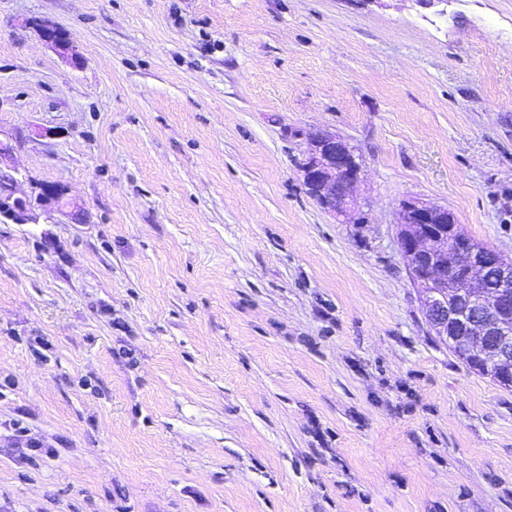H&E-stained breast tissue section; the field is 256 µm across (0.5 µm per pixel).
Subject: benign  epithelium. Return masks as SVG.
Wrapping results in <instances>:
<instances>
[{
	"label": "benign epithelium",
	"mask_w": 512,
	"mask_h": 512,
	"mask_svg": "<svg viewBox=\"0 0 512 512\" xmlns=\"http://www.w3.org/2000/svg\"><path fill=\"white\" fill-rule=\"evenodd\" d=\"M36 31L42 40L78 56L58 27L39 23ZM300 168L324 210L341 221L354 211L350 190L361 177L362 160L344 138L329 132L311 135ZM16 184L14 170L0 165V224H37L42 216L48 220L66 195L60 184L38 183L23 194ZM446 214V206L407 201L395 221L397 244L421 291L425 319L461 357L512 384V260L498 254L496 261L485 263L489 250L475 246L457 225H444ZM458 258L470 270L450 295L442 283Z\"/></svg>",
	"instance_id": "7a95c632"
}]
</instances>
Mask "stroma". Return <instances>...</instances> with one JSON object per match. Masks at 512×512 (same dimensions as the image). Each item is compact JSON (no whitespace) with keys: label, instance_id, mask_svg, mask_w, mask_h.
I'll list each match as a JSON object with an SVG mask.
<instances>
[{"label":"stroma","instance_id":"obj_1","mask_svg":"<svg viewBox=\"0 0 512 512\" xmlns=\"http://www.w3.org/2000/svg\"><path fill=\"white\" fill-rule=\"evenodd\" d=\"M318 131L364 223L307 193ZM0 136L86 217L0 224V512H512V387L394 227L512 259V0H0ZM35 27L42 40L50 43L63 52H70L72 56H78L76 46L70 40L68 35L61 29L53 25H46L42 23H37Z\"/></svg>","mask_w":512,"mask_h":512}]
</instances>
